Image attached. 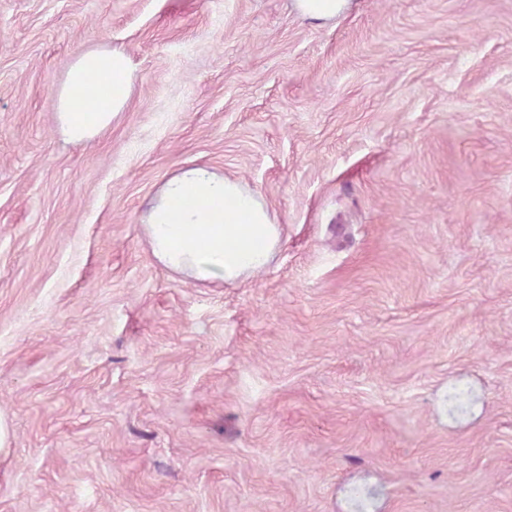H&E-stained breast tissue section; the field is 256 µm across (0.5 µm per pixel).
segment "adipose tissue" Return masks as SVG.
<instances>
[{"label":"adipose tissue","mask_w":512,"mask_h":512,"mask_svg":"<svg viewBox=\"0 0 512 512\" xmlns=\"http://www.w3.org/2000/svg\"><path fill=\"white\" fill-rule=\"evenodd\" d=\"M128 56L93 48L78 54L55 93L60 129L87 141L111 127L129 105ZM154 257L195 281L234 283L264 270L281 243V226L240 181L190 168L169 177L145 216Z\"/></svg>","instance_id":"1"}]
</instances>
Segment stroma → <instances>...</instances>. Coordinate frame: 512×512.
I'll return each mask as SVG.
<instances>
[{
    "label": "stroma",
    "instance_id": "1",
    "mask_svg": "<svg viewBox=\"0 0 512 512\" xmlns=\"http://www.w3.org/2000/svg\"><path fill=\"white\" fill-rule=\"evenodd\" d=\"M130 58L111 130L54 92ZM240 180L198 282L142 223ZM0 512H512V0H0ZM344 0H295V9L314 21H326L336 17ZM133 94L129 57L118 49L78 54L55 93L60 129L70 140L87 141L112 126ZM154 257L195 281L234 283L264 270L281 243V226L240 181L202 168L169 177L147 211Z\"/></svg>",
    "mask_w": 512,
    "mask_h": 512
}]
</instances>
